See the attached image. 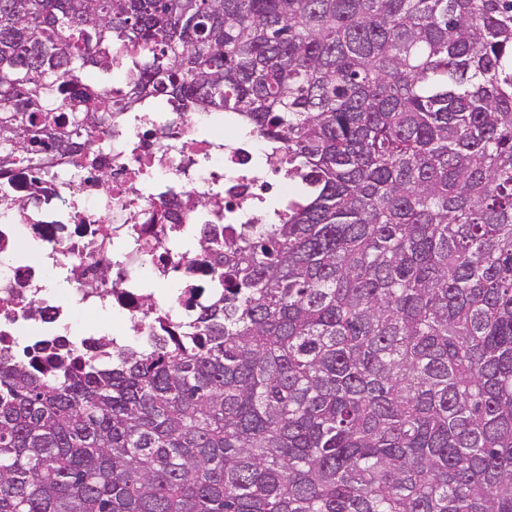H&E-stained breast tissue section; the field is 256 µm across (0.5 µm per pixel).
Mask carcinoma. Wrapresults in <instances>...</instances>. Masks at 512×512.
Segmentation results:
<instances>
[{
	"label": "carcinoma",
	"mask_w": 512,
	"mask_h": 512,
	"mask_svg": "<svg viewBox=\"0 0 512 512\" xmlns=\"http://www.w3.org/2000/svg\"><path fill=\"white\" fill-rule=\"evenodd\" d=\"M288 148L281 222L151 351L0 358V512H512V0H0V168L112 44Z\"/></svg>",
	"instance_id": "carcinoma-1"
}]
</instances>
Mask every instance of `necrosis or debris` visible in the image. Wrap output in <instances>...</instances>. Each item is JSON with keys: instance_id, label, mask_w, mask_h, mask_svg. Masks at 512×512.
I'll list each match as a JSON object with an SVG mask.
<instances>
[{"instance_id": "obj_1", "label": "necrosis or debris", "mask_w": 512, "mask_h": 512, "mask_svg": "<svg viewBox=\"0 0 512 512\" xmlns=\"http://www.w3.org/2000/svg\"><path fill=\"white\" fill-rule=\"evenodd\" d=\"M239 122L190 120L158 97L113 113L81 157H55L54 180L0 174L16 201L0 224V356L39 344L49 369L74 344L99 354L97 336L58 329L77 309L117 312L115 342L143 346L203 313L224 289L225 240L276 223L264 203L292 187L287 149L251 129L234 135ZM57 273L60 294L44 285Z\"/></svg>"}]
</instances>
